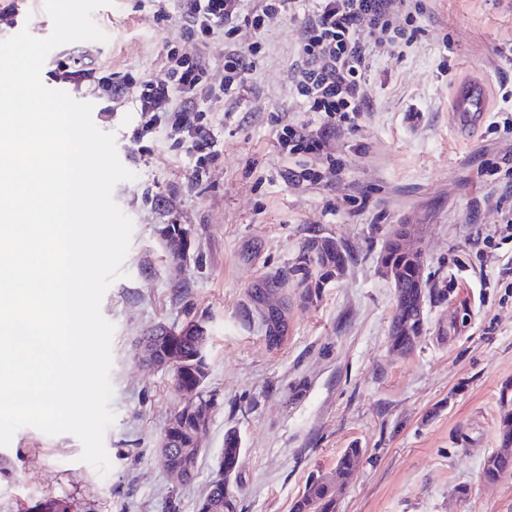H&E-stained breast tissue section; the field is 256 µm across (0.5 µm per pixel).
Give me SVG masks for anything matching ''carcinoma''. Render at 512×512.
Listing matches in <instances>:
<instances>
[{"label": "carcinoma", "instance_id": "cac0c4a2", "mask_svg": "<svg viewBox=\"0 0 512 512\" xmlns=\"http://www.w3.org/2000/svg\"><path fill=\"white\" fill-rule=\"evenodd\" d=\"M388 257L395 272L402 279L393 284L398 304L390 324L391 349L406 356L413 353L422 336L425 322L416 314L413 303L423 297L429 302L444 303L448 301V289L429 286L424 278L423 261L420 254L401 253L389 250ZM350 255L337 241L330 237L309 239L303 246L297 262L286 271L276 272L266 277L249 291L251 305L245 316L248 321L258 324L267 343L280 344L288 330L287 317L281 307H275L276 314L265 312L263 305L272 296L276 297L288 285L296 283L304 289L307 300L318 295L320 284L325 279L343 270ZM181 360L179 371L173 373V379L180 390L194 387L200 380L207 379L209 363L206 347H201L193 338H184L176 347ZM195 425L186 420L180 432L179 444L170 457V465L178 467L182 463V454L190 456L192 464L198 465L204 450L192 446V433ZM500 451L491 455L483 468L484 481L494 483L512 472V416L505 418L500 426ZM243 452L241 437L234 431L224 437V448L220 454L224 473L213 478L197 504V512H225V501L231 495L230 480L239 474L238 459ZM363 449L346 448L338 456L334 469L335 478L327 479L316 475L307 480L304 489L292 506L290 512H337V491L344 481L356 470ZM29 512H72V503L65 497L47 496L29 508Z\"/></svg>", "mask_w": 512, "mask_h": 512}]
</instances>
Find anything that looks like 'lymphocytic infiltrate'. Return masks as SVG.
Listing matches in <instances>:
<instances>
[{
  "label": "lymphocytic infiltrate",
  "mask_w": 512,
  "mask_h": 512,
  "mask_svg": "<svg viewBox=\"0 0 512 512\" xmlns=\"http://www.w3.org/2000/svg\"><path fill=\"white\" fill-rule=\"evenodd\" d=\"M186 26L181 38L166 39L159 73L111 86L113 99L131 98L141 123L134 132L142 141L166 128L195 156L194 180H202L206 163L216 156L217 139L211 114L230 97L241 101L251 92L248 76L262 60L264 38L274 20L286 10L304 15L303 34L295 47L288 75L290 91L309 112V119L283 126L278 143L291 154L321 155L322 170L296 171L299 179L332 181L338 168L335 156L325 155L326 144L344 130H357L365 112L366 73L377 48L399 49L422 34V0H182ZM224 39L221 67L202 54H189L180 39L208 44Z\"/></svg>",
  "instance_id": "lymphocytic-infiltrate-1"
}]
</instances>
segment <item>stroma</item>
I'll return each mask as SVG.
<instances>
[{
  "mask_svg": "<svg viewBox=\"0 0 512 512\" xmlns=\"http://www.w3.org/2000/svg\"><path fill=\"white\" fill-rule=\"evenodd\" d=\"M425 6L416 42L375 54L358 130L330 141L342 164L332 186L288 182L289 171L321 161L278 144L283 125L307 118L288 85L302 36L297 15L268 32L250 101L229 99L214 113L221 154L199 182L194 156L165 130L134 142L140 114L131 102H113L98 84L68 83L70 96L92 104L95 125L115 133L118 157L136 175L113 192L133 231L123 275L101 305L115 327L110 469L80 461L73 435L21 428L0 447V512H26L50 495L68 498L74 512H196L230 430L243 440L230 483L237 512H290L308 477L333 471L354 446L363 456L340 512H512V475L482 479L500 447V392L512 387V239L482 252L471 240L500 222L476 171L512 147V127L486 120L462 131L448 115L454 86L475 77L488 88L490 111L512 114V62L495 54L512 41V0ZM156 10L154 0H114L93 14L106 41L65 44L58 57L94 50L95 65L116 82L156 73L164 37L183 25L177 6L163 20ZM167 224L188 229V261L165 248ZM396 224L414 226L425 276L448 288L406 357L390 350L394 288L378 266ZM314 236L335 239L351 258L312 300L289 284L281 294L288 334L269 347L244 316L248 291L292 265ZM197 320L209 331L213 408L196 474L179 483L156 455L184 396L171 372L143 364L136 348L157 325Z\"/></svg>",
  "mask_w": 512,
  "mask_h": 512,
  "instance_id": "stroma-1",
  "label": "stroma"
}]
</instances>
